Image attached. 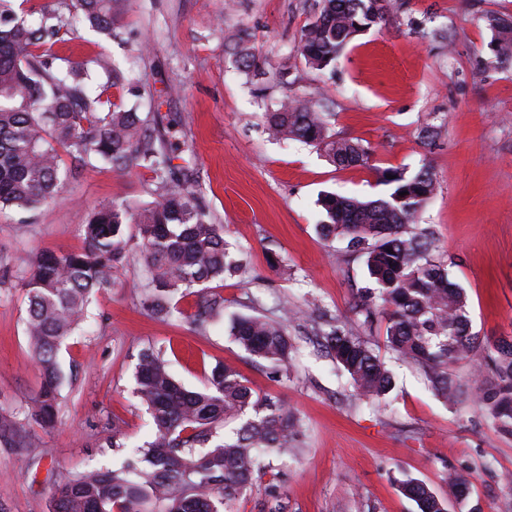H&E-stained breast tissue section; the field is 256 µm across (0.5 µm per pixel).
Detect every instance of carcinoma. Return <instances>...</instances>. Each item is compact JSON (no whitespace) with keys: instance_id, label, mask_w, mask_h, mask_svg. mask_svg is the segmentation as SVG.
<instances>
[{"instance_id":"1","label":"carcinoma","mask_w":512,"mask_h":512,"mask_svg":"<svg viewBox=\"0 0 512 512\" xmlns=\"http://www.w3.org/2000/svg\"><path fill=\"white\" fill-rule=\"evenodd\" d=\"M120 0H71L67 11L48 4L25 7L0 0V211L32 214L55 200L68 179L61 154L74 167L104 161L113 168L152 174L151 200L112 201L96 209L84 234V247L62 255L42 253L22 283L28 301L26 330L42 372L30 417L48 424L55 415L62 377L57 352L78 326L91 296L112 284V272L134 239L144 249L145 276L139 283L153 312L179 316L196 325L224 307V297L206 293L207 284L239 275L241 260L224 240V226L207 220L198 181L171 164V144L156 116L141 117L106 95L125 77L105 54L69 62L51 53L79 18L93 32L112 38ZM390 0H321L319 14L304 29L299 51L306 63L324 70L373 24L385 19ZM497 34L500 57L512 61V19L488 18ZM102 74L106 82L92 86ZM329 113L309 100L290 99L267 114L268 130L325 151L339 167L365 166L371 150L330 134ZM388 192L375 200L326 193L321 236L347 241L365 256L374 287L359 293L350 312L373 329L384 322L385 347L425 377L429 389L447 401L477 397L496 428L512 436V336L486 344L487 374L469 387L448 366L480 347L471 333L467 297L450 276L431 227L416 219L436 191L431 168L407 176L383 171ZM392 178H387V175ZM404 196H399V193ZM136 237L126 235L129 225ZM201 288L196 311L187 315L172 302L177 293ZM234 342L276 372L286 369L293 343L284 324L242 315L231 322ZM321 346L350 377L356 395L373 399L393 387V374L365 336L336 326ZM135 394L150 411L154 433L136 447L134 459L112 469H93L62 478L52 493V512H233V506L264 466L265 456L288 454L298 420L260 393L235 367L221 362L207 385L189 390L171 375L161 352L145 348L135 371ZM253 416L226 437L224 424L248 411ZM0 442L22 447L15 413L0 412ZM448 498L467 500L470 476L450 471ZM401 492L418 512H446V499L425 482L405 478Z\"/></svg>"}]
</instances>
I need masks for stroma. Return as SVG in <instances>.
Segmentation results:
<instances>
[{
	"label": "stroma",
	"instance_id": "stroma-1",
	"mask_svg": "<svg viewBox=\"0 0 512 512\" xmlns=\"http://www.w3.org/2000/svg\"><path fill=\"white\" fill-rule=\"evenodd\" d=\"M319 0H125L108 40L88 28L56 43L73 62L112 55L139 95L113 100L164 117L203 203L246 267L215 285L222 315L197 326L161 318L138 283L144 257L130 249L111 288L95 294L84 323L63 342L57 417L30 419L41 371L26 335L22 283L32 259L83 244L99 206L146 198L150 175L99 162L65 184L27 223L0 214V411L23 413L26 448L0 443V512H51L65 476L119 464L152 433L134 394L142 349L161 351L173 377L204 388L216 362L238 368L298 419L294 452L273 459L236 503V512H417L398 488L411 477L445 493L452 469L468 470L482 512H512V437L497 431L473 400L436 396L415 367L394 359L382 327L369 339L394 387L357 399L347 374L319 351L322 315L345 316L369 287L363 258L324 240L322 194L383 196V170L429 164L439 188L420 215L468 300L472 331L483 341L512 334V64L494 51L487 18L512 17V0H402L385 21L348 45L335 68L318 71L298 46ZM246 33L256 67L243 72L231 38ZM305 98L330 113L336 137L368 145V166L340 168L324 152L283 142L266 130L267 112ZM239 315L286 318L296 347L287 372L252 360L232 340ZM121 422L126 445H112Z\"/></svg>",
	"mask_w": 512,
	"mask_h": 512
}]
</instances>
